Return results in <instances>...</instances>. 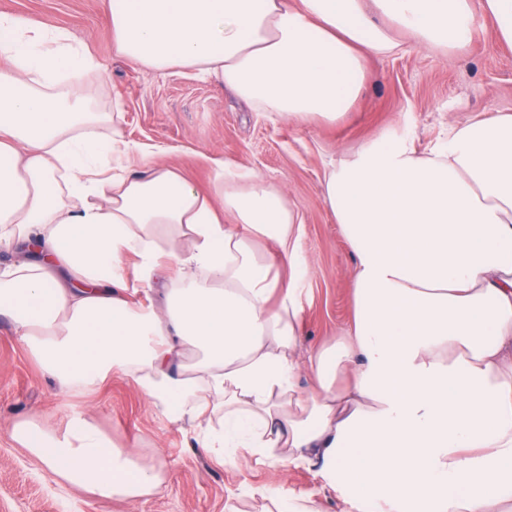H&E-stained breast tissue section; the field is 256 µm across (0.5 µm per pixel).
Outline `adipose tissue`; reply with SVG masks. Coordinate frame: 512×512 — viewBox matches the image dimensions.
<instances>
[{"label":"adipose tissue","instance_id":"obj_1","mask_svg":"<svg viewBox=\"0 0 512 512\" xmlns=\"http://www.w3.org/2000/svg\"><path fill=\"white\" fill-rule=\"evenodd\" d=\"M478 12L512 46V0H108L107 22L145 71L192 68L259 111L331 122L368 55L399 49L392 29L445 52ZM0 60V243L24 251L0 268V315L64 390L123 377L211 456L316 471L348 512H512V114L425 156L388 135L326 172L355 314L306 350L303 224L281 193L219 160L217 207L125 142L80 81L99 63L62 29L1 11ZM166 269L165 310L132 303ZM11 437L97 498L163 483L81 412Z\"/></svg>","mask_w":512,"mask_h":512}]
</instances>
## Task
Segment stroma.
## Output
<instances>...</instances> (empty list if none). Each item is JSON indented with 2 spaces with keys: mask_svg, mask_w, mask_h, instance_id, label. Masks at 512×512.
<instances>
[{
  "mask_svg": "<svg viewBox=\"0 0 512 512\" xmlns=\"http://www.w3.org/2000/svg\"><path fill=\"white\" fill-rule=\"evenodd\" d=\"M1 10L63 28L84 44L102 68L85 78L96 105L118 106L124 139L165 149V162L200 190L211 188L216 157L255 170L286 197L303 221L309 262L301 326L307 348L345 335L354 310L355 257L324 205L327 170L387 133L410 135L424 154L451 127L486 112L512 113V48L493 43L492 24L480 15L473 43L461 51L435 52L397 32L400 51L369 60L366 87L348 112L299 123L257 111L189 69L148 73L116 54L107 0H0ZM75 411L160 467L161 490L134 504L92 497L57 481L10 436L17 420L34 416L60 428ZM282 481L294 494H315L322 512H344L314 471L205 455L191 429L157 415L122 377L89 395L66 393L0 317V512H265L250 489Z\"/></svg>",
  "mask_w": 512,
  "mask_h": 512,
  "instance_id": "35a3bbf8",
  "label": "stroma"
}]
</instances>
